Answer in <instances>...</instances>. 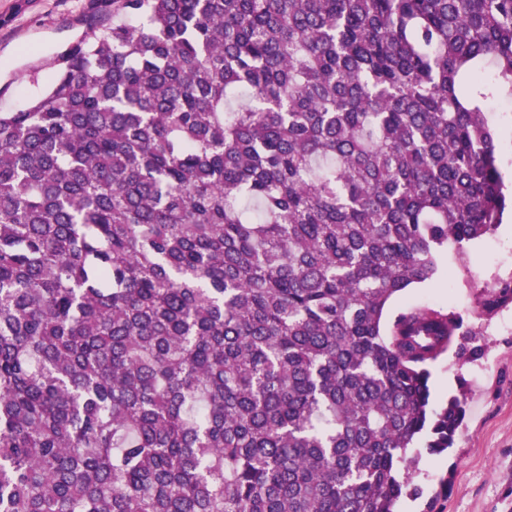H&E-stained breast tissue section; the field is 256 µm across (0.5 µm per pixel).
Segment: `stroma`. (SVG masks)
I'll return each mask as SVG.
<instances>
[{
  "label": "stroma",
  "mask_w": 512,
  "mask_h": 512,
  "mask_svg": "<svg viewBox=\"0 0 512 512\" xmlns=\"http://www.w3.org/2000/svg\"><path fill=\"white\" fill-rule=\"evenodd\" d=\"M92 0H0V108H25L55 73L54 61L95 25ZM512 278V211L493 234L449 252L440 274L414 286L389 314L429 306L461 316L473 362L448 350L430 367L431 403L458 397L465 417L454 445L422 455L412 473L419 498L397 512H512V305L482 309L477 286Z\"/></svg>",
  "instance_id": "obj_1"
}]
</instances>
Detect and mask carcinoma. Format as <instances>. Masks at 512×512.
I'll return each instance as SVG.
<instances>
[{"mask_svg": "<svg viewBox=\"0 0 512 512\" xmlns=\"http://www.w3.org/2000/svg\"><path fill=\"white\" fill-rule=\"evenodd\" d=\"M95 9L0 110V512H395L479 353L388 306L512 204V0ZM500 116V131L497 149L501 158L502 169L512 178V110L511 112H497Z\"/></svg>", "mask_w": 512, "mask_h": 512, "instance_id": "carcinoma-1", "label": "carcinoma"}]
</instances>
